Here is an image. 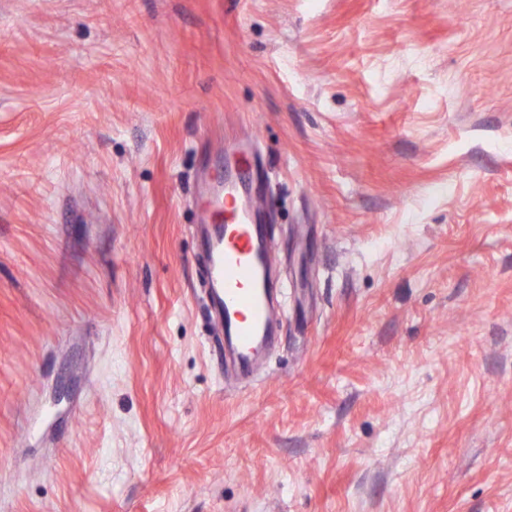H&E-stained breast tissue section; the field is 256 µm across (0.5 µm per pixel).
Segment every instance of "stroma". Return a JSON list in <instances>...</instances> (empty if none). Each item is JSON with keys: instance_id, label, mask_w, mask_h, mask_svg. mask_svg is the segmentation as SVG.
Listing matches in <instances>:
<instances>
[{"instance_id": "obj_1", "label": "stroma", "mask_w": 512, "mask_h": 512, "mask_svg": "<svg viewBox=\"0 0 512 512\" xmlns=\"http://www.w3.org/2000/svg\"><path fill=\"white\" fill-rule=\"evenodd\" d=\"M238 135L247 384L190 232ZM0 512H512V0H0ZM256 148L239 139L216 157L224 175L203 187L207 207L194 225L204 264L205 307L224 347V365L242 378L257 375L263 352L278 332L277 262L268 248L266 207L253 192L251 160Z\"/></svg>"}]
</instances>
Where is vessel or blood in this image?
I'll list each match as a JSON object with an SVG mask.
<instances>
[{
    "mask_svg": "<svg viewBox=\"0 0 512 512\" xmlns=\"http://www.w3.org/2000/svg\"><path fill=\"white\" fill-rule=\"evenodd\" d=\"M254 143L240 139L224 150V173L203 187L207 203L194 226L204 264L205 307L237 375H257L263 352L278 332L277 262L258 217L266 206L254 192Z\"/></svg>",
    "mask_w": 512,
    "mask_h": 512,
    "instance_id": "vessel-or-blood-1",
    "label": "vessel or blood"
}]
</instances>
